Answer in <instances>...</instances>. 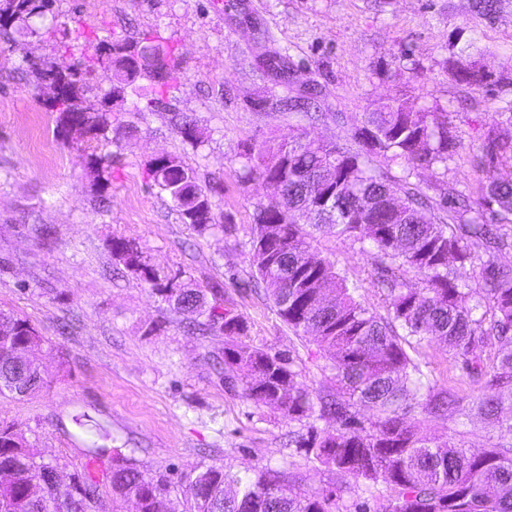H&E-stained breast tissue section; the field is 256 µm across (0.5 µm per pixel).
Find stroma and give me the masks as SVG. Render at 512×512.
<instances>
[{
	"mask_svg": "<svg viewBox=\"0 0 512 512\" xmlns=\"http://www.w3.org/2000/svg\"><path fill=\"white\" fill-rule=\"evenodd\" d=\"M39 35L0 42V309L25 318L46 342L32 353L47 385L33 398L0 397V425L11 428L56 464L63 482L77 472L99 482L92 512H133L106 479L108 458L92 446L119 450L172 481L200 465L236 474L254 465L284 469L310 492L337 491L340 503L359 497L334 472L296 455L300 431L263 405L225 390L213 369L224 346L185 328L191 316L171 311L136 273L116 266L110 244H136L152 268L223 290L226 305L248 325L247 342L300 360L305 388H316L322 360L312 337L294 335L263 289L239 288L253 268L245 247L264 185L241 179L247 147L300 133L352 144V119L394 99L444 111L457 134L447 165L416 170L425 192L445 183L478 191L471 157L484 134H512V0L490 20L470 0H56ZM475 32L479 66L504 81L473 89L448 73L460 30ZM159 35L180 59L171 112L136 113L153 96L140 80L124 111L113 113L112 164L92 170L78 135L59 132L26 68L32 61L65 67L102 39ZM287 51L295 81L276 83L275 54ZM316 90L312 122L285 110L284 96ZM196 118L205 140H183L172 112ZM181 156L201 183L216 187L213 208L229 233L199 232L182 223L170 198L148 183V162ZM52 239L40 236L43 227ZM313 251L334 263L361 301L384 303L371 279L372 258L361 243L315 234ZM434 380L455 383L462 397L482 392L438 342L415 356ZM428 434L456 431L473 452L512 434L480 418L450 416L426 425Z\"/></svg>",
	"mask_w": 512,
	"mask_h": 512,
	"instance_id": "obj_1",
	"label": "stroma"
}]
</instances>
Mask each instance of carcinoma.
Here are the masks:
<instances>
[{"mask_svg":"<svg viewBox=\"0 0 512 512\" xmlns=\"http://www.w3.org/2000/svg\"><path fill=\"white\" fill-rule=\"evenodd\" d=\"M11 12L0 14V39L13 33L38 34L30 22L53 12L55 0H9ZM475 39L455 53L451 76L478 88L499 83L492 76L474 79L470 61ZM180 62L171 50L153 42L101 40L89 60L67 71L33 62L27 72L36 86L54 77L67 93L49 105L57 127L86 128L97 168L112 155L96 152L111 142L112 103L116 84L137 92L147 79L158 87L149 99L151 111L171 106ZM109 82L101 110L83 106L100 81ZM171 120L183 139L202 142L196 119L175 112ZM353 139L360 149L315 142L299 136L275 145L260 144L244 153L247 180L258 179L273 203L255 208L248 241L254 279L261 284L279 317L295 334L314 335L324 365L318 387L298 382L303 370L291 356L245 343L247 325L207 299L205 289L160 276L124 239L111 243L112 257L139 274L151 291L175 311L197 314L194 327L202 336H224V385L246 401L270 406L290 421L304 422L295 440L297 453L351 479L370 492L383 485L376 512H512V448L491 446L470 453L444 440L420 433L417 417L438 419L453 411L484 419L512 432V266L499 261L512 232V177L500 173L512 164V136L488 135L473 157L485 174L474 200L440 187L428 196L410 181L412 171L448 162L456 135L448 113L396 101L379 112H366ZM372 155L388 163H404L406 175L395 177L369 162ZM152 184L166 192L183 223L199 231L215 230L212 189L199 183L195 169L175 155L153 158L146 169ZM357 241L371 240L375 274L385 287L386 315L363 305L357 288L349 287L329 260L310 253L312 230ZM410 269L415 280L403 271ZM437 340L463 361L487 394L462 406L451 385L440 386L415 363L408 350ZM44 342L31 324L0 310V395L32 397L46 385L43 370L31 356L18 357V346ZM488 348L484 358L476 350ZM372 411L364 416L362 409ZM328 427L318 430L316 421ZM0 512H90L99 484L75 474L68 485L49 476L55 465L0 428ZM112 492L138 506V512H340L337 494L310 493L283 471L267 465L240 477L224 466L205 465L186 477L190 504L171 497V481L155 477L115 453L107 472Z\"/></svg>","mask_w":512,"mask_h":512,"instance_id":"obj_1","label":"carcinoma"}]
</instances>
